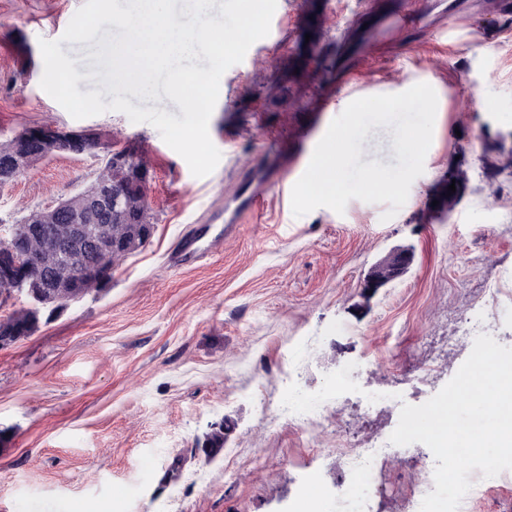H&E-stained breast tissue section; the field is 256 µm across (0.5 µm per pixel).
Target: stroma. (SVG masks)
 <instances>
[{
	"label": "stroma",
	"mask_w": 512,
	"mask_h": 512,
	"mask_svg": "<svg viewBox=\"0 0 512 512\" xmlns=\"http://www.w3.org/2000/svg\"><path fill=\"white\" fill-rule=\"evenodd\" d=\"M85 2L0 0V140L40 125L95 131L105 147L133 144L151 173L153 231L104 291L0 348V512H292L314 479L318 512H355L351 478H336L344 452L391 434L402 404L425 403L456 374L472 342L440 362L431 391L414 379L460 320L492 309L490 335L512 347V14L498 0H400L402 30L341 58L331 76L306 65L311 109L245 111L244 89L260 87L296 45L295 0H277L281 39L223 74L209 121L222 157L196 177L152 125L118 111L76 119L41 88L39 41L58 39L79 91L112 101L95 54L117 28L62 39ZM424 66L436 70L433 139L394 217L357 199L341 215L320 207L297 217L290 195H269L240 217L234 238L172 266L191 226L232 207L244 168L285 160L301 129H328L357 98L409 89ZM474 89L481 105L457 111L456 98ZM99 167L95 155L66 151L31 167L0 190V234L81 191ZM458 171L467 179L458 203L431 211L442 178ZM398 245L415 249L408 273L365 291ZM292 360L308 393L340 368H362L309 440L277 415ZM216 431L223 447L207 444ZM432 461L424 444L394 448L374 473L373 512H415Z\"/></svg>",
	"instance_id": "obj_1"
}]
</instances>
